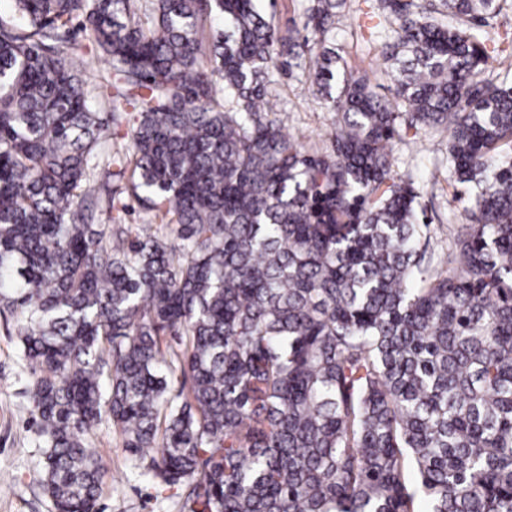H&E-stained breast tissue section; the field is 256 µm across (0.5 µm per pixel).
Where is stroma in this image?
Wrapping results in <instances>:
<instances>
[{
    "label": "stroma",
    "instance_id": "stroma-1",
    "mask_svg": "<svg viewBox=\"0 0 512 512\" xmlns=\"http://www.w3.org/2000/svg\"><path fill=\"white\" fill-rule=\"evenodd\" d=\"M385 36L386 22L377 0H345L336 17L333 44L344 58L346 71L367 76L374 92L390 100L394 88L383 73L380 56ZM69 44L88 63L84 77L94 90L99 111H109L116 91L107 81L108 63L84 40L79 26H72ZM275 78L273 92L288 134L307 150L329 151L335 113L300 71L284 69ZM446 143V133L434 129L407 135L394 146L392 169L395 175L412 178L429 221L456 227L467 223L468 203L457 199L448 182ZM26 386L27 374L18 359L12 325L0 317V512H54L42 487L43 462ZM95 447L106 468L99 512H180L176 498L159 489L150 477L140 475L135 459L121 447L111 425L98 427Z\"/></svg>",
    "mask_w": 512,
    "mask_h": 512
}]
</instances>
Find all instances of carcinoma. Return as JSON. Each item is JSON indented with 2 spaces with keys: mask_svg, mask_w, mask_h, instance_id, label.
<instances>
[{
  "mask_svg": "<svg viewBox=\"0 0 512 512\" xmlns=\"http://www.w3.org/2000/svg\"><path fill=\"white\" fill-rule=\"evenodd\" d=\"M10 2L0 315L55 512H98L104 423L182 512H512V83L484 78L497 0H379L394 104L340 74L344 0H308L310 39L258 0H154L146 18L136 0ZM78 18L123 99L107 118L69 53ZM280 65L336 113L330 151L284 131ZM114 126L149 215L133 237L125 204L87 200L112 177ZM426 128L448 133L468 193L470 223L446 231L392 170L394 142Z\"/></svg>",
  "mask_w": 512,
  "mask_h": 512,
  "instance_id": "carcinoma-1",
  "label": "carcinoma"
}]
</instances>
